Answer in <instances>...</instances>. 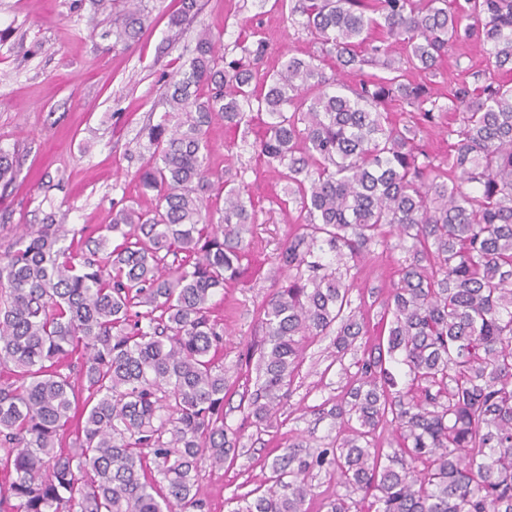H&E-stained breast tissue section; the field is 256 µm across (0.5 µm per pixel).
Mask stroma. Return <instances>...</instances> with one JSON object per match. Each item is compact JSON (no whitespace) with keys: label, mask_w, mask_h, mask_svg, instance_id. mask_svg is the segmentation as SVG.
<instances>
[{"label":"stroma","mask_w":512,"mask_h":512,"mask_svg":"<svg viewBox=\"0 0 512 512\" xmlns=\"http://www.w3.org/2000/svg\"><path fill=\"white\" fill-rule=\"evenodd\" d=\"M150 26L128 48L112 46L110 32L123 15L113 0H0V149L13 154L18 175L0 190V252L16 226L62 224L97 228L109 224L113 204L151 207L139 196L133 176L150 157L144 128L163 112L167 76L188 60L200 30L219 37L227 58L241 55L245 29L258 30L267 44L259 73L276 70L288 57L305 58L319 48L298 21L274 0H199L193 21L175 27L180 0H143ZM477 47L449 53L438 64L430 92L446 102L457 83L482 70ZM210 163L232 183L244 184L258 212L249 265L240 282L213 298L215 318L224 323V367L230 391L224 421L241 431L242 446L224 465L207 469L202 495L208 512H232L238 497L264 484L271 463L301 437L319 444L338 426L325 417L346 391V369L364 356L363 341L337 355L330 339L311 338L292 385L278 406L273 426L257 433L239 407L246 386L237 363L261 337L256 310L271 291L275 254L297 228V213L277 204L286 184L256 159L252 143L223 123L209 130ZM402 251L367 255L352 301L369 328L398 279Z\"/></svg>","instance_id":"obj_1"}]
</instances>
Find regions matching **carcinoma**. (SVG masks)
Masks as SVG:
<instances>
[{
  "label": "carcinoma",
  "mask_w": 512,
  "mask_h": 512,
  "mask_svg": "<svg viewBox=\"0 0 512 512\" xmlns=\"http://www.w3.org/2000/svg\"><path fill=\"white\" fill-rule=\"evenodd\" d=\"M126 2L114 48L145 27ZM275 3L302 17L319 55L260 76L201 31L146 128L151 157L134 180L154 205L112 208L96 236L29 227L0 254V365L16 376L0 381V512H205L203 469L241 440L224 425V325L209 302L243 275L257 219L210 166L215 121L261 125L257 159L285 169L279 204L298 212L257 310L263 336L239 359L256 371L243 411L257 432L290 395L307 339L331 336L343 353L367 335L352 308L364 254L405 253L387 334L327 410L336 437L313 453L288 444L233 512H306L315 470L345 489L325 512H358V491L374 512H512V86L495 78L512 72V0ZM468 44L485 54L482 84L441 104L408 81L433 80ZM365 66L384 74L341 82ZM396 101L429 123L462 113L448 162L422 148L418 123L389 121ZM14 177L0 150V186Z\"/></svg>",
  "instance_id": "1"
}]
</instances>
